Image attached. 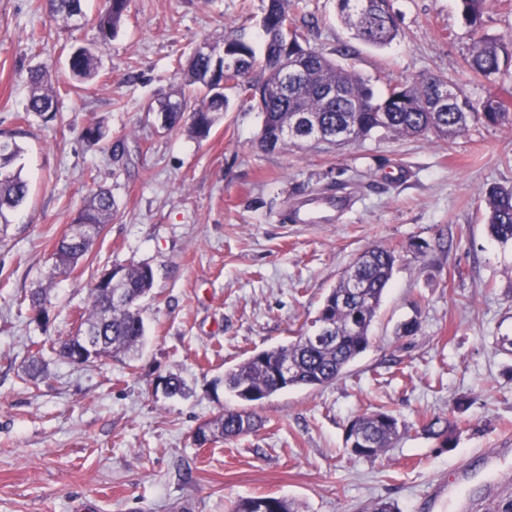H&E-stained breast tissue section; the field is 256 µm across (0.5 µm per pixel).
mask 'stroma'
I'll list each match as a JSON object with an SVG mask.
<instances>
[{
	"label": "stroma",
	"instance_id": "35a3bbf8",
	"mask_svg": "<svg viewBox=\"0 0 512 512\" xmlns=\"http://www.w3.org/2000/svg\"><path fill=\"white\" fill-rule=\"evenodd\" d=\"M266 0H131L118 34L102 42L90 20L104 0H83L80 28L50 16L45 0H0V134L22 147L25 203L0 229V512H232L238 500L280 496L302 512H482L492 471L512 479V247L485 222L483 191L512 186V127L471 122L451 144L379 132L362 143L314 142L267 150L262 115L232 100L206 139L161 128L151 105L175 95L196 48L244 30L260 44ZM399 35L384 47L356 39L337 0H292L310 45L353 66L376 92L423 74H447L472 103L512 92V74L465 71L477 35L512 46V0H487L480 31L459 0H392ZM99 61L75 87L72 47ZM42 69L55 112L27 109L29 75ZM101 125L108 140L84 131ZM118 207L88 257L55 270L56 242L99 188ZM338 198L315 224L294 214ZM400 261L372 326L373 341L336 381L295 387L255 405L261 427L198 446L196 427L236 399L219 380L252 353L288 343L361 251ZM154 271L147 327L130 357L86 365L56 359L73 335L89 287L115 266ZM45 292L47 316L29 302ZM418 319L419 331L399 335ZM41 354L47 376L26 364ZM176 374L184 399L153 393ZM463 408H456L457 400ZM393 411L407 428L375 459L345 449L355 416ZM457 423L456 445L422 432L432 416ZM496 469H489V462Z\"/></svg>",
	"mask_w": 512,
	"mask_h": 512
}]
</instances>
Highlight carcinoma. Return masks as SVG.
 Returning <instances> with one entry per match:
<instances>
[{
    "mask_svg": "<svg viewBox=\"0 0 512 512\" xmlns=\"http://www.w3.org/2000/svg\"><path fill=\"white\" fill-rule=\"evenodd\" d=\"M290 0H266L260 27L264 32V50L257 57L244 30L224 38L228 50L237 55L238 64H224V74L210 78L211 59L193 55L187 69L184 89L177 98L158 101L157 115L163 127L171 129L188 124L198 139L206 138L214 122L213 114L227 110L226 91L257 105L263 114L259 142L265 148L297 146L308 136L320 133L334 136L353 134L357 143L373 132L383 130L397 136H425L451 144L467 128L470 120L488 125L512 126V101L489 96L474 105L461 96L457 84L445 74H431L410 83H397L387 93L377 94L360 73L343 66L302 42L298 30L291 32L289 49L296 55L295 66L284 71L274 56L284 42L280 31L284 24L294 25L289 13ZM485 0H460L462 15L469 27L481 28ZM129 0H105L97 15L96 26L107 41L120 30ZM50 13L67 23L76 24L85 14L82 0H47ZM343 23L354 35L373 46L389 45L399 34L390 0H337ZM512 49L496 38L482 36L474 40L463 57V68L475 76L497 75L508 61ZM69 71L78 83L93 81L98 74L94 56L83 47L75 48L69 58ZM28 109L31 112L53 110L51 87L37 71L31 76ZM21 147L11 137L0 138V224L11 223L10 216L25 201L28 183L22 169L14 167ZM486 224L493 239L512 246V186L491 185L483 193ZM117 216L111 192L93 194L78 211L68 230L55 246L58 269L70 273L89 252L95 237ZM400 256L395 249L373 245L362 253L326 294L313 322L322 323L324 332L318 342L305 341L300 333L286 345L256 352L224 371V388L244 403L264 401L285 390L276 384L272 371L288 365L292 375L288 387H320L336 380L371 345V324L388 288ZM120 280L124 296L98 278L90 286L91 303L80 316L77 332L53 342L57 357L71 363L75 356L84 362L103 356L129 354L143 340L146 328L137 298L152 290L154 273L146 264L115 267L106 273ZM262 423L253 411L222 409L199 425V436L232 440L254 432ZM423 433L437 441L440 448L455 446V426L446 418L431 417ZM403 428L388 410H374L354 417L346 428L345 445L360 457L375 459L401 438ZM233 512H300L292 499L276 496L245 498ZM485 512H512V493L504 489L488 499Z\"/></svg>",
    "mask_w": 512,
    "mask_h": 512,
    "instance_id": "1",
    "label": "carcinoma"
}]
</instances>
